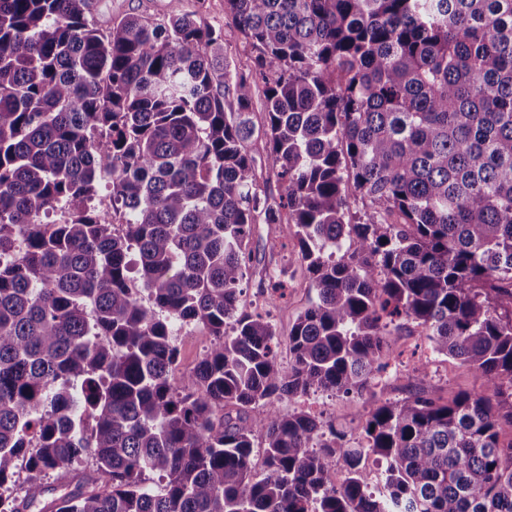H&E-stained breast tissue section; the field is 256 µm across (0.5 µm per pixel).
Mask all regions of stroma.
<instances>
[{
    "label": "stroma",
    "instance_id": "obj_1",
    "mask_svg": "<svg viewBox=\"0 0 512 512\" xmlns=\"http://www.w3.org/2000/svg\"><path fill=\"white\" fill-rule=\"evenodd\" d=\"M170 0H96L94 18L100 28L128 14L160 17L167 13ZM184 12L200 13L203 20L224 31V42L230 70L247 71L252 50L238 33L232 16L224 10V0H180ZM250 118L254 136L250 148L256 158V185L260 193L277 198L283 193L278 169L268 159L263 141L266 131L265 96L263 85L253 87ZM249 248L253 267L247 273L239 310L246 314L270 315L276 330L278 361L288 364V336L297 317L316 297L312 278L300 254L297 239L283 232L278 224H256ZM286 270L283 289L271 288L266 277L272 270ZM212 342L208 332L200 327H183L177 336L179 366L172 373V384L181 391L192 386L191 374L198 360ZM385 342L392 356L389 367L382 373L374 388L380 401H396L406 397L410 384L452 399L458 392L478 387V374L458 360L433 353L420 327L408 324L402 328L388 327ZM428 360L429 371L424 379H417L414 368L421 360ZM322 418L345 434L347 441L357 442L363 433L364 402L359 398L328 393L317 394Z\"/></svg>",
    "mask_w": 512,
    "mask_h": 512
}]
</instances>
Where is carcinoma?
<instances>
[{
	"label": "carcinoma",
	"instance_id": "obj_1",
	"mask_svg": "<svg viewBox=\"0 0 512 512\" xmlns=\"http://www.w3.org/2000/svg\"><path fill=\"white\" fill-rule=\"evenodd\" d=\"M178 3L103 31L92 0H0V488L23 459L37 512H512V0H224L256 51L233 80ZM257 76L285 204L255 188ZM284 207L317 292L286 368L239 312ZM409 322L481 386L375 401L355 445L275 406L370 392ZM49 470L76 485L44 506ZM176 340L179 366L171 374L170 380L179 391H187L192 386V370L210 347L212 336L201 327L185 326L178 332Z\"/></svg>",
	"mask_w": 512,
	"mask_h": 512
}]
</instances>
